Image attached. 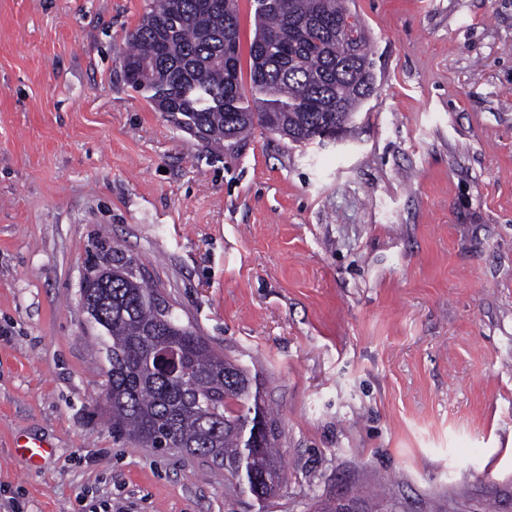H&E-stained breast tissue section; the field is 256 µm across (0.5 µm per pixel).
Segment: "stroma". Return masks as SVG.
I'll return each mask as SVG.
<instances>
[{
    "instance_id": "1",
    "label": "stroma",
    "mask_w": 512,
    "mask_h": 512,
    "mask_svg": "<svg viewBox=\"0 0 512 512\" xmlns=\"http://www.w3.org/2000/svg\"><path fill=\"white\" fill-rule=\"evenodd\" d=\"M148 4L0 0V512H512V0H349L375 83L344 141L221 152L124 79ZM103 245L260 372L277 498L113 436Z\"/></svg>"
}]
</instances>
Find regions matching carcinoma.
I'll list each match as a JSON object with an SVG mask.
<instances>
[{
    "instance_id": "obj_1",
    "label": "carcinoma",
    "mask_w": 512,
    "mask_h": 512,
    "mask_svg": "<svg viewBox=\"0 0 512 512\" xmlns=\"http://www.w3.org/2000/svg\"><path fill=\"white\" fill-rule=\"evenodd\" d=\"M256 4L252 100L239 79L234 0H151L126 37V82L207 146L235 143L257 124L312 142L336 124L338 107L351 120L372 89L368 71L344 61L353 49L374 63L346 0H293L292 12L282 0ZM88 275L101 280L112 433L143 447L219 457L240 490L260 500L278 495L287 481L283 452L257 376L183 324L121 251L103 253Z\"/></svg>"
}]
</instances>
